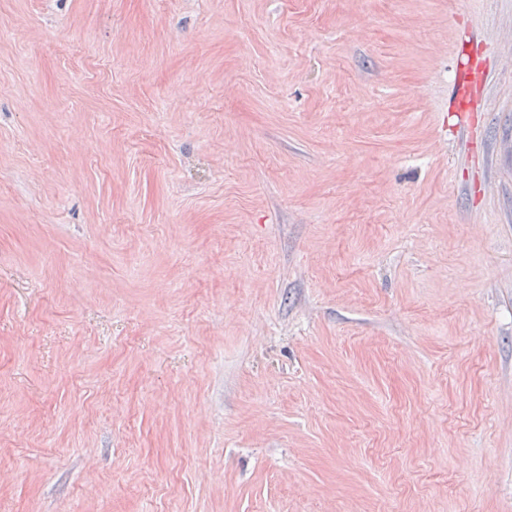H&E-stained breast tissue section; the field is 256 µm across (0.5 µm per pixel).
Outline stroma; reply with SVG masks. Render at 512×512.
<instances>
[{
	"instance_id": "35a3bbf8",
	"label": "stroma",
	"mask_w": 512,
	"mask_h": 512,
	"mask_svg": "<svg viewBox=\"0 0 512 512\" xmlns=\"http://www.w3.org/2000/svg\"><path fill=\"white\" fill-rule=\"evenodd\" d=\"M0 512H512V0H0Z\"/></svg>"
}]
</instances>
